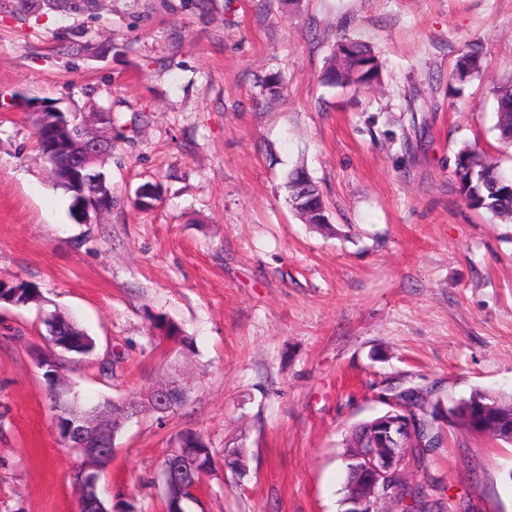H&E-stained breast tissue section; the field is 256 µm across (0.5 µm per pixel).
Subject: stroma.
<instances>
[{"label":"stroma","instance_id":"1","mask_svg":"<svg viewBox=\"0 0 512 512\" xmlns=\"http://www.w3.org/2000/svg\"><path fill=\"white\" fill-rule=\"evenodd\" d=\"M345 37L374 49V87L320 83ZM469 50L484 72L452 79ZM511 74L512 0H0V281L44 297L0 305V512H77L82 458L35 360L54 312L96 342L61 357L80 402L186 388L180 410L118 434L99 480L110 512H164L186 428L214 455L191 512H341L351 429L388 387L446 406L477 389L512 399V224L468 208L454 176L466 144L512 174L492 92ZM31 100L112 115V208L90 223L38 152ZM395 118L417 121L411 154L388 139ZM296 167L328 227L289 206ZM148 182L161 198L140 211ZM156 315L182 341L150 336ZM442 437L413 481L437 479L444 512H512V445L458 422ZM235 450L246 475L224 465Z\"/></svg>","mask_w":512,"mask_h":512}]
</instances>
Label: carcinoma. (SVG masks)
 Listing matches in <instances>:
<instances>
[{"mask_svg": "<svg viewBox=\"0 0 512 512\" xmlns=\"http://www.w3.org/2000/svg\"><path fill=\"white\" fill-rule=\"evenodd\" d=\"M482 71L481 57L478 53L467 51L459 57L454 76L460 81L477 75ZM381 64L374 51L366 44L345 38L337 43L330 64L321 75V81L327 85L354 86L368 88L380 80ZM496 100L495 130L498 139L504 144H512V77L499 82L493 91ZM53 105L46 111L35 113V128L40 149L52 147L58 134L57 123L65 120L66 115H54L55 122L47 119ZM454 173L458 189L466 205L476 211H483L506 222H512V176L503 174L497 160L475 147L465 145L455 154ZM289 202L294 211L308 224L323 226L329 223L328 207L322 193L303 168H294L286 177ZM71 203L70 215L79 218L80 206L91 204L92 192L82 191V185L76 183L68 190ZM152 332L167 340H177L181 336L180 328L163 316L150 319ZM403 401L415 430V440L409 444V462L422 469L427 467V456L439 447L442 439L438 420L443 413L441 400H432L431 393L419 388L408 387L392 392ZM496 396L476 390L469 398L448 407V419L467 425L473 432L482 433L483 425L476 416L487 414L492 424L501 429L512 428V405L494 406ZM384 422L377 419L364 420L354 426L351 432V444H359L378 437L377 447L394 446L398 433L396 426L380 415ZM178 447L199 448L203 452L202 465L212 466L213 453L203 436L192 430H183L177 435ZM390 493L396 496L401 512H442V502L432 499L422 492H413L400 478L392 476L388 480Z\"/></svg>", "mask_w": 512, "mask_h": 512, "instance_id": "1", "label": "carcinoma"}]
</instances>
